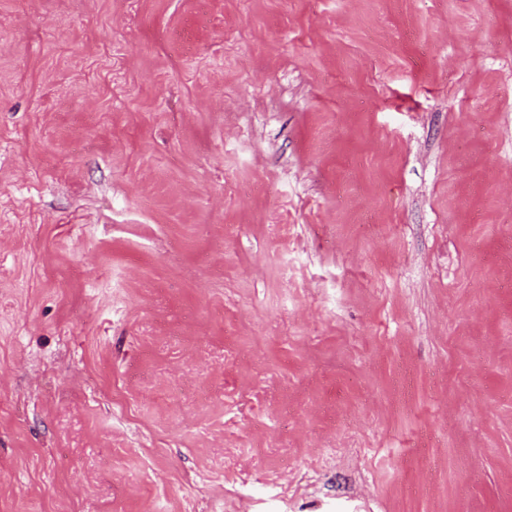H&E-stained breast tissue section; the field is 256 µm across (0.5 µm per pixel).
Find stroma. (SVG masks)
Instances as JSON below:
<instances>
[{"label": "stroma", "instance_id": "stroma-1", "mask_svg": "<svg viewBox=\"0 0 512 512\" xmlns=\"http://www.w3.org/2000/svg\"><path fill=\"white\" fill-rule=\"evenodd\" d=\"M0 512H512V0H0Z\"/></svg>", "mask_w": 512, "mask_h": 512}]
</instances>
